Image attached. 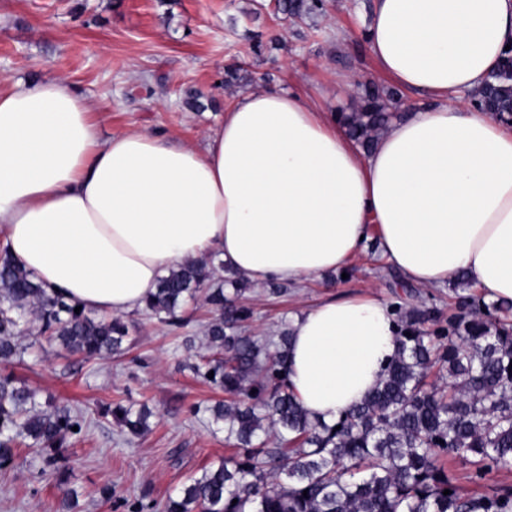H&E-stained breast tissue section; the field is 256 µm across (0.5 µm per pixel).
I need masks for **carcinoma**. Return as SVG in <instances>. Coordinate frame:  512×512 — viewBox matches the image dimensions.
<instances>
[{"instance_id": "carcinoma-1", "label": "carcinoma", "mask_w": 512, "mask_h": 512, "mask_svg": "<svg viewBox=\"0 0 512 512\" xmlns=\"http://www.w3.org/2000/svg\"><path fill=\"white\" fill-rule=\"evenodd\" d=\"M279 9L303 20L323 12L325 0H279ZM401 99L396 89L368 88L360 109L342 114L349 136L371 150ZM471 105L512 121V48ZM222 269L211 256L186 259L158 281L142 309L177 331L183 306L203 298L212 314L204 344L211 355L189 368L233 395L207 412L235 442L236 455L184 482L162 512H512V487L463 494L447 467L449 460L462 461L475 485L495 469L512 468V304L460 295L444 324L425 301L412 308L393 304L396 353L382 379L360 405L327 425L310 420L288 383L289 330L275 341L243 334L251 316L242 302L249 283L238 276L226 291ZM76 307L1 255L0 364L22 359L31 322L35 335L69 353L123 354L126 325ZM434 373L448 381L428 382ZM104 415L133 436L149 429V412L132 402L109 406ZM81 422L69 407L43 404L25 382L0 375V467L12 465L24 446L36 450L41 472H54Z\"/></svg>"}]
</instances>
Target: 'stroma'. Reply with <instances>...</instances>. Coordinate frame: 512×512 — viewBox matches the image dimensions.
<instances>
[{
	"label": "stroma",
	"instance_id": "35a3bbf8",
	"mask_svg": "<svg viewBox=\"0 0 512 512\" xmlns=\"http://www.w3.org/2000/svg\"><path fill=\"white\" fill-rule=\"evenodd\" d=\"M372 0H327L324 12L298 23L274 12V0H0V76L66 78L90 103L103 136L155 132L203 146L224 120L236 93L265 87L306 95L328 112L355 110L366 85H385L364 39ZM264 48L254 53V34ZM244 66L234 87L224 66ZM380 241L370 235L346 275H324L282 295L253 288L246 303L248 334L270 338L292 317L325 297L373 295L396 302L404 291L430 300L440 314L454 307L451 286L420 287L381 265ZM182 335L140 311L123 314L122 357L83 360L39 338L8 371L37 390L40 400L70 406L84 418L59 461L67 484L41 474L34 455L19 449L0 468V512H63L62 490L78 493L80 512H135L138 501L164 503L190 476L233 455L205 406L224 391L194 377L182 336L202 341L208 316L201 304L183 310ZM147 404L151 431L133 438L103 405ZM111 488L103 499L102 488Z\"/></svg>",
	"mask_w": 512,
	"mask_h": 512
}]
</instances>
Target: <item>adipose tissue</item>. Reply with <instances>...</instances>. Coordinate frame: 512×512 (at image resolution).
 <instances>
[{"label":"adipose tissue","instance_id":"adipose-tissue-1","mask_svg":"<svg viewBox=\"0 0 512 512\" xmlns=\"http://www.w3.org/2000/svg\"><path fill=\"white\" fill-rule=\"evenodd\" d=\"M377 70L425 104L371 151L297 93L241 92L203 147L133 130L101 138L57 77L0 89V248L37 281L109 316L143 306L187 258L218 253L256 284L344 270L377 231L413 283L463 273L512 301V127L470 111L512 45V0H375ZM389 307L329 298L292 322L288 382L335 423L396 350Z\"/></svg>","mask_w":512,"mask_h":512}]
</instances>
